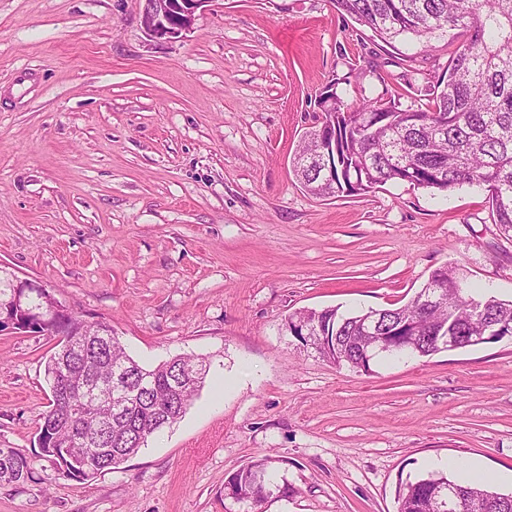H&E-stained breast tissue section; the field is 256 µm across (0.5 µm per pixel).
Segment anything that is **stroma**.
<instances>
[{
    "mask_svg": "<svg viewBox=\"0 0 512 512\" xmlns=\"http://www.w3.org/2000/svg\"><path fill=\"white\" fill-rule=\"evenodd\" d=\"M140 0H0V265L107 322L154 366L206 358L182 419L120 468L66 478L36 457L52 341L0 332V448L32 460L0 512H242L226 477L266 454L265 512H397L430 457L512 493V338L371 372L323 361L288 314L393 308L435 268L512 298V240L484 190L386 184L317 198L292 161L330 81L400 98L448 47L387 46L331 0H210L151 41Z\"/></svg>",
    "mask_w": 512,
    "mask_h": 512,
    "instance_id": "35a3bbf8",
    "label": "stroma"
}]
</instances>
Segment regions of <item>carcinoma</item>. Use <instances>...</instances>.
<instances>
[{"label":"carcinoma","mask_w":512,"mask_h":512,"mask_svg":"<svg viewBox=\"0 0 512 512\" xmlns=\"http://www.w3.org/2000/svg\"><path fill=\"white\" fill-rule=\"evenodd\" d=\"M337 11L373 37L391 45L412 40L420 50L447 39L448 65L435 82L421 89L423 107L396 99L364 98L346 103L330 85L314 101L320 124L336 131V143L325 144L336 176L327 181L312 162L318 143L304 139L293 170L303 188L316 197L363 195L388 182L408 183L440 192L472 186L487 192L489 208L512 238V0H334ZM444 304H423L417 293L408 303L372 309L375 324L363 325L364 312L337 307L294 312L296 321L317 325L315 352L322 359L366 372L362 348H374L384 336L399 347L388 357L423 358L439 352L438 337L468 336L481 329L497 342L512 336V300L471 289L456 267L431 273ZM13 274L0 267V309L28 324L14 307ZM478 301L483 314L466 304ZM55 351L45 361L51 397L37 434L39 452L67 478H84L118 468L155 434L173 426L198 395L207 375L205 361L176 356L153 368L139 364L107 325L86 323L69 312L59 324ZM120 375L122 387L98 396L112 406L109 428L96 430L85 419L72 384L94 375ZM276 459L252 460L224 482V498L263 512L264 504L287 485L268 478ZM32 478L31 460L12 448H0V483L20 484ZM454 494L453 512H512V494L498 492L488 479L459 482L430 474L398 491V512H444L441 503Z\"/></svg>","instance_id":"1"}]
</instances>
